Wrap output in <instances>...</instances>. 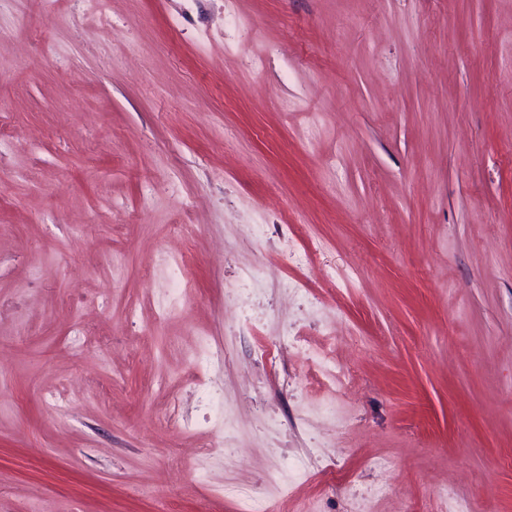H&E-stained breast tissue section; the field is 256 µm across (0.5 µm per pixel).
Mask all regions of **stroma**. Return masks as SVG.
Returning <instances> with one entry per match:
<instances>
[{
    "label": "stroma",
    "instance_id": "stroma-1",
    "mask_svg": "<svg viewBox=\"0 0 512 512\" xmlns=\"http://www.w3.org/2000/svg\"><path fill=\"white\" fill-rule=\"evenodd\" d=\"M0 102V512H512V0H0Z\"/></svg>",
    "mask_w": 512,
    "mask_h": 512
}]
</instances>
